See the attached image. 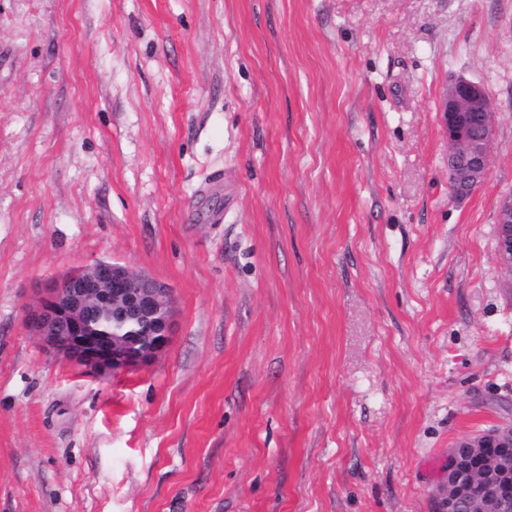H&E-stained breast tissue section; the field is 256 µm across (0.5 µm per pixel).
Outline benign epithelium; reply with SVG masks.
I'll return each mask as SVG.
<instances>
[{"label":"benign epithelium","instance_id":"7a95c632","mask_svg":"<svg viewBox=\"0 0 512 512\" xmlns=\"http://www.w3.org/2000/svg\"><path fill=\"white\" fill-rule=\"evenodd\" d=\"M494 106L485 86L464 76L448 81L443 123L448 178L463 194L491 166ZM496 261L512 273V195L497 210ZM115 331L99 328L101 315ZM169 288L130 267L97 260L45 288L27 313L34 334L55 356L98 376L150 364L172 336ZM440 512H512V425L459 441L448 452Z\"/></svg>","mask_w":512,"mask_h":512}]
</instances>
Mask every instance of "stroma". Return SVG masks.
<instances>
[{"label":"stroma","mask_w":512,"mask_h":512,"mask_svg":"<svg viewBox=\"0 0 512 512\" xmlns=\"http://www.w3.org/2000/svg\"><path fill=\"white\" fill-rule=\"evenodd\" d=\"M494 103L448 181L450 77ZM512 0H0V512H439L512 424ZM99 259L169 345L92 376L25 323ZM493 112L492 99L482 83L464 76L448 81L443 123L448 140V178L456 194L468 192L488 175L495 139ZM496 261L512 273V195L505 196L497 210L496 219Z\"/></svg>","instance_id":"obj_1"}]
</instances>
